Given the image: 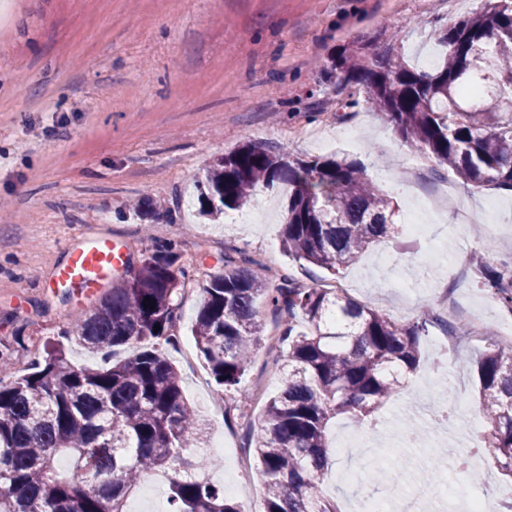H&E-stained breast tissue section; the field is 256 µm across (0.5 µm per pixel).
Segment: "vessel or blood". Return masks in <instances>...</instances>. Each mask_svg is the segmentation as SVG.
Here are the masks:
<instances>
[{
	"mask_svg": "<svg viewBox=\"0 0 512 512\" xmlns=\"http://www.w3.org/2000/svg\"><path fill=\"white\" fill-rule=\"evenodd\" d=\"M127 253L111 238L96 235L68 249L65 261L53 272L57 287L91 296L96 294L113 276L123 270Z\"/></svg>",
	"mask_w": 512,
	"mask_h": 512,
	"instance_id": "b4317fda",
	"label": "vessel or blood"
}]
</instances>
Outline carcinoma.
Wrapping results in <instances>:
<instances>
[{"instance_id": "carcinoma-1", "label": "carcinoma", "mask_w": 512, "mask_h": 512, "mask_svg": "<svg viewBox=\"0 0 512 512\" xmlns=\"http://www.w3.org/2000/svg\"><path fill=\"white\" fill-rule=\"evenodd\" d=\"M442 60L409 65L390 44L367 38L329 59L328 73L363 89L374 112L409 147L448 167L464 185L512 191V0L479 10L436 34ZM201 213L217 220L256 202L261 188L288 186L283 249L333 275L397 233L395 205L364 164L302 158L283 145L243 143L197 179ZM173 244L142 254L89 315L44 345L29 371L11 374L0 349V512H126L145 475L174 471L170 512H241L204 471L212 458L187 454L208 423L186 402L181 375L160 349L177 340L182 292L191 280ZM222 270L202 287L193 334L211 378L227 397L261 344L265 312L285 314L281 389L265 404L243 447L259 462L265 512H339L319 493L330 465L328 427L345 415L381 438L372 415L403 389L432 326L457 328L432 310L400 322L346 293L308 287L285 275L269 287L264 264L224 253ZM477 286L512 314V261L473 258ZM160 330H154V326ZM98 355L133 347L97 368L73 364L65 342ZM484 447L512 477V346L477 362ZM66 457L70 468L58 471Z\"/></svg>"}]
</instances>
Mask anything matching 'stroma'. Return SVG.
Instances as JSON below:
<instances>
[{
    "instance_id": "1",
    "label": "stroma",
    "mask_w": 512,
    "mask_h": 512,
    "mask_svg": "<svg viewBox=\"0 0 512 512\" xmlns=\"http://www.w3.org/2000/svg\"><path fill=\"white\" fill-rule=\"evenodd\" d=\"M0 14V342L12 344V370L24 374L28 357L60 331L84 319L92 300H76L51 282L69 245L95 233L112 237L132 260L152 240L174 241L191 285L201 288L228 248L272 256L279 271L315 286L351 282L352 297L407 321L450 290L461 309L498 332L512 330L480 289L469 268L483 250L473 225L495 224L497 260L512 258V192L468 190L448 169L426 160L410 182L404 169L418 159L367 104L359 87L319 81L335 49L367 36L394 41L399 54L424 68L441 49L434 32L479 9L481 0H8ZM277 142L303 156L363 162L394 199L399 224L424 215L427 231L400 234L334 276L288 258L282 248L284 195L263 193L252 224H205L197 215L196 177L225 151L248 142ZM437 263L432 281L417 282L413 265ZM200 297L184 301L179 337L190 353L177 360L186 400L212 424L209 471L242 512H264V485L256 461L242 463L238 432L257 422L262 406L251 383L276 393L273 370L283 350L259 348L238 392L213 411L206 370L194 351L191 325ZM421 358L402 393L379 411L386 445L410 413L429 410L417 383L433 379L442 357L469 421H480L476 363L484 347L461 344L456 354L420 340ZM468 460L448 472L459 492L478 484L512 491V480L491 464L467 423L448 421L429 439ZM379 447L331 452L333 468L321 493L340 512H358L363 495L393 500L385 484L361 487L359 477Z\"/></svg>"
}]
</instances>
